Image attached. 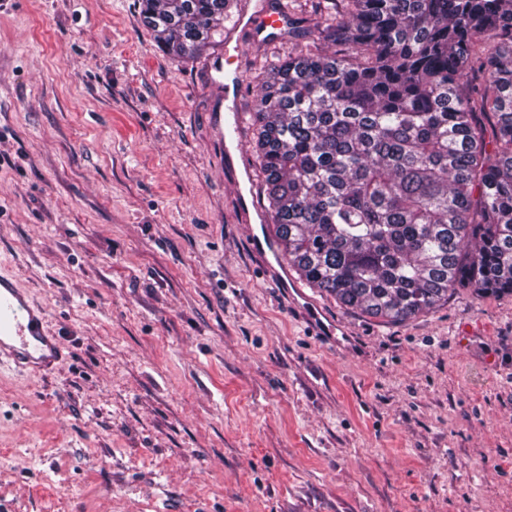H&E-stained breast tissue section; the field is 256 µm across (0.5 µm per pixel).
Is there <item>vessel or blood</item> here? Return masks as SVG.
<instances>
[{
	"instance_id": "1",
	"label": "vessel or blood",
	"mask_w": 512,
	"mask_h": 512,
	"mask_svg": "<svg viewBox=\"0 0 512 512\" xmlns=\"http://www.w3.org/2000/svg\"><path fill=\"white\" fill-rule=\"evenodd\" d=\"M287 13L274 10L268 0H244L238 15V25L247 27L255 34L275 32L287 27ZM234 29L224 32V45L203 66L209 86L217 99L226 101L230 116L224 139L232 145H240L243 115L239 107L241 71L233 61L239 56ZM252 248L260 258L265 274L280 287L293 290L295 282L286 270L277 268L271 259L274 244L267 236L253 235ZM7 358L16 367L32 375L52 370L63 354L55 337L49 332L43 313L35 311L25 296L6 278L0 277V358Z\"/></svg>"
}]
</instances>
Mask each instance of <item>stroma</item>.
<instances>
[{
  "label": "stroma",
  "instance_id": "obj_1",
  "mask_svg": "<svg viewBox=\"0 0 512 512\" xmlns=\"http://www.w3.org/2000/svg\"><path fill=\"white\" fill-rule=\"evenodd\" d=\"M316 2L242 33L245 141L255 69L312 48ZM198 64L140 0H0V273L66 353L0 362V512H512V294L293 305ZM252 248L255 254L260 258L265 274L276 281L281 288H286L288 297L294 303H298L297 297L305 299V296L300 287L288 278V273L285 268L276 267L275 263L271 260L270 255L274 252V244L264 232L258 235L255 232L252 234ZM294 289V291H293ZM295 292V293H294Z\"/></svg>",
  "mask_w": 512,
  "mask_h": 512
}]
</instances>
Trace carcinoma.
Returning a JSON list of instances; mask_svg holds the SVG:
<instances>
[{"instance_id": "carcinoma-1", "label": "carcinoma", "mask_w": 512, "mask_h": 512, "mask_svg": "<svg viewBox=\"0 0 512 512\" xmlns=\"http://www.w3.org/2000/svg\"><path fill=\"white\" fill-rule=\"evenodd\" d=\"M231 0H141L194 58ZM319 47L254 79L253 152L288 264L345 308L404 321L512 294V0H319ZM490 121L492 139L482 119Z\"/></svg>"}]
</instances>
